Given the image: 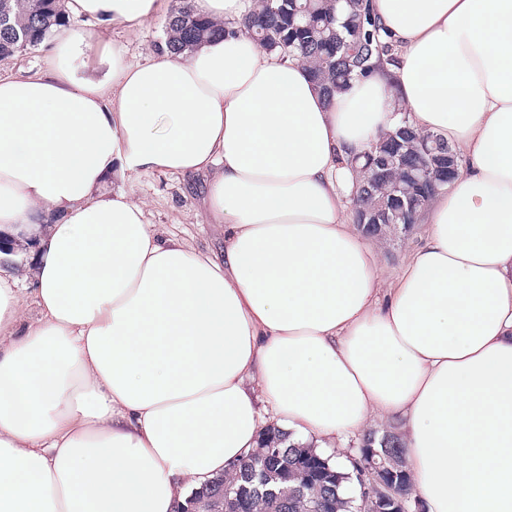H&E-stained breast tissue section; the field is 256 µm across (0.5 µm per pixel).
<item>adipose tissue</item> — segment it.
I'll return each mask as SVG.
<instances>
[{
	"label": "adipose tissue",
	"mask_w": 512,
	"mask_h": 512,
	"mask_svg": "<svg viewBox=\"0 0 512 512\" xmlns=\"http://www.w3.org/2000/svg\"><path fill=\"white\" fill-rule=\"evenodd\" d=\"M396 59L326 97L241 28L103 76L58 41L0 77V512H175L275 425L342 445L394 422L430 512H512V0H369ZM160 0H67L143 26ZM459 175L391 283L357 229L351 160L401 115ZM209 174L224 259L145 223L116 171ZM37 317H28L29 307Z\"/></svg>",
	"instance_id": "adipose-tissue-1"
}]
</instances>
